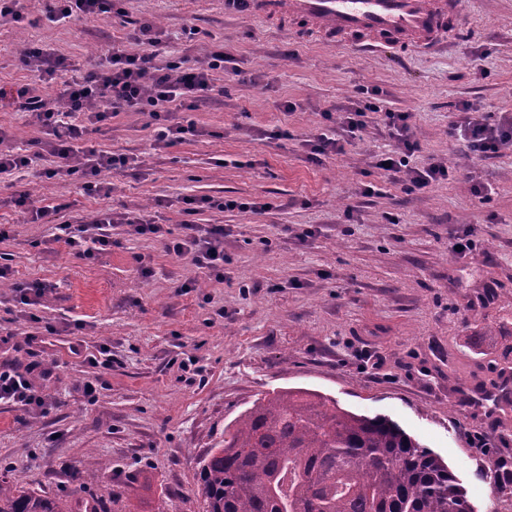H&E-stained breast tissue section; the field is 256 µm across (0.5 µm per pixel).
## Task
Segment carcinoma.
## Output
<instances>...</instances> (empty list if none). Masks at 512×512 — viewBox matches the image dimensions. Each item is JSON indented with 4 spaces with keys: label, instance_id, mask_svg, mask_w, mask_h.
I'll return each mask as SVG.
<instances>
[{
    "label": "carcinoma",
    "instance_id": "obj_1",
    "mask_svg": "<svg viewBox=\"0 0 512 512\" xmlns=\"http://www.w3.org/2000/svg\"><path fill=\"white\" fill-rule=\"evenodd\" d=\"M495 493L512 480L484 472ZM205 512H472L440 456L386 416L305 388L256 398L200 469ZM0 512H62L46 495L0 487Z\"/></svg>",
    "mask_w": 512,
    "mask_h": 512
}]
</instances>
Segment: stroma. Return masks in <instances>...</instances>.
Masks as SVG:
<instances>
[{"label": "stroma", "instance_id": "stroma-1", "mask_svg": "<svg viewBox=\"0 0 512 512\" xmlns=\"http://www.w3.org/2000/svg\"><path fill=\"white\" fill-rule=\"evenodd\" d=\"M49 4L22 0L21 22L0 21V88L54 95L59 82L38 81L20 61L23 48L48 47L88 71L106 64L113 45H130L134 21L160 28L169 59H200L224 44L249 82L215 73L209 98L189 114L202 135L172 147L156 148L137 112L89 132L97 148L140 162L105 173L110 196L41 181L46 158L0 175V225L11 230L0 253L15 280L47 285L29 307L0 288V358L38 364L33 381L50 402L44 414L0 404V485L56 498L64 512H86L105 490L108 512H203L200 463L225 426L261 394L302 387L397 422L448 463L473 512H512L483 477L487 461L512 462V440L491 437L512 427V406H478L479 393L512 377V143L484 159L449 134L461 103L491 124L512 114V0H462L452 42L434 51L369 55L225 13L224 0H124L126 26L54 23ZM190 24L199 30L191 40ZM361 99L373 108L362 139L310 162L304 142L325 132L323 111ZM289 101L295 111H285ZM386 111L413 115L422 146L413 167L449 160L459 177L414 190L408 176L377 173L373 154L395 145ZM0 130L25 154L45 136L7 98ZM281 130L287 138L270 139ZM367 184L376 189L369 197ZM22 192L72 223L109 208L174 232L186 196L266 209L197 215L227 228L217 283L119 225L110 251L77 257L14 207ZM462 235L473 247L457 255ZM192 278L196 287L184 291ZM102 345L111 367L87 361ZM87 380L95 398L78 389ZM478 434L486 449L472 445Z\"/></svg>", "mask_w": 512, "mask_h": 512}]
</instances>
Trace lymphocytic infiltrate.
Masks as SVG:
<instances>
[{
    "label": "lymphocytic infiltrate",
    "mask_w": 512,
    "mask_h": 512,
    "mask_svg": "<svg viewBox=\"0 0 512 512\" xmlns=\"http://www.w3.org/2000/svg\"><path fill=\"white\" fill-rule=\"evenodd\" d=\"M121 0H56L51 8V21L59 22L72 17L89 21L109 18H125ZM135 48L113 46L108 64L101 72L80 79H63L69 70L66 57L54 52L30 46L22 59L34 75L42 81L61 80L62 86L55 96L42 98L33 95L30 88L16 90L15 98L22 111L32 113L47 133L40 141L42 153L56 158L54 167L43 169L41 178L47 181L77 180L87 193L101 197L109 196L112 186L102 180L105 172L128 169L136 166V157L103 151L89 146V130H102L121 112H138L147 115L153 128L156 146L169 147L185 140L186 136L198 135L195 123H183L177 116V107L188 109L208 98L213 89L212 72L223 69L231 56L223 45L212 46L203 61L189 63L187 58L161 61L163 40L161 33L151 24H140L134 33ZM463 117L454 129L465 141L471 152L482 157L498 155L504 144L512 142V115L501 117L499 123L491 125L470 117L469 106H462ZM82 116V123H73V116ZM367 109L356 105L337 110H325L326 120L334 121L339 128L338 136L319 134L309 139V158L314 162L343 153L346 145L352 144L366 127ZM410 113L386 112L383 123L397 142L396 147L386 153L375 155L372 166L389 177L407 174L414 188L424 189L440 180L455 178L458 170L446 161H432L423 169L409 165L411 157L419 152ZM16 207L30 215L32 222L54 225L57 238L74 254L93 259L112 247V227L126 225L129 233L145 238H161L167 253L190 264L206 278L216 281L224 279V235L220 224H198L194 215L211 209L258 213L264 203L241 202L233 199L214 198L208 195L184 198L181 211L184 219L178 237H169L164 225L116 214L109 210L99 212L89 223L67 224L59 221V210L50 206H33L28 193H19L13 200ZM0 401L14 404L25 411L45 412L47 401L23 369L11 360H0Z\"/></svg>",
    "instance_id": "obj_1"
}]
</instances>
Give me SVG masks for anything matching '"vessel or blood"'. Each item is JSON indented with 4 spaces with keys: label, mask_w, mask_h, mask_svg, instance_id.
Returning <instances> with one entry per match:
<instances>
[{
    "label": "vessel or blood",
    "mask_w": 512,
    "mask_h": 512,
    "mask_svg": "<svg viewBox=\"0 0 512 512\" xmlns=\"http://www.w3.org/2000/svg\"><path fill=\"white\" fill-rule=\"evenodd\" d=\"M457 0H224L225 11L274 27L305 23L308 32L360 53L425 52L453 34Z\"/></svg>",
    "instance_id": "b4317fda"
}]
</instances>
